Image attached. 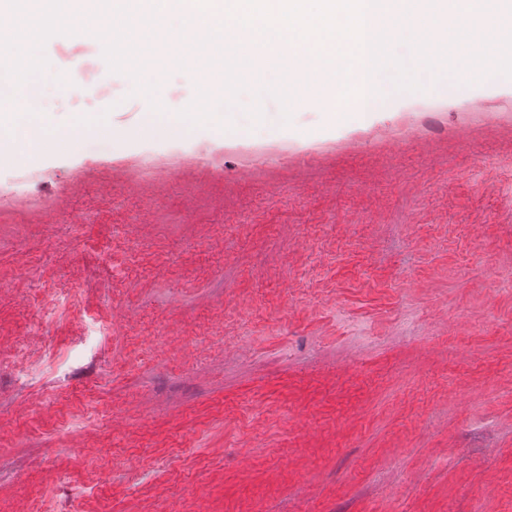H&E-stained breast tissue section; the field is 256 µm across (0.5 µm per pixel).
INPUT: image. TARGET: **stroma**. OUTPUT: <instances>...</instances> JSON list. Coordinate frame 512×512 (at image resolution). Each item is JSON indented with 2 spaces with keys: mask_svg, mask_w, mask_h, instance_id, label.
I'll list each match as a JSON object with an SVG mask.
<instances>
[{
  "mask_svg": "<svg viewBox=\"0 0 512 512\" xmlns=\"http://www.w3.org/2000/svg\"><path fill=\"white\" fill-rule=\"evenodd\" d=\"M44 54L111 133L0 203V512H512V107L253 166ZM56 174L45 170L20 169L16 180L0 184V197L7 195L17 201L32 198H51L58 186Z\"/></svg>",
  "mask_w": 512,
  "mask_h": 512,
  "instance_id": "obj_1",
  "label": "stroma"
}]
</instances>
